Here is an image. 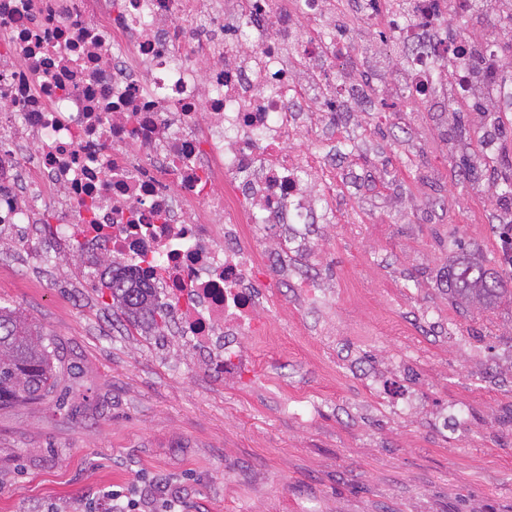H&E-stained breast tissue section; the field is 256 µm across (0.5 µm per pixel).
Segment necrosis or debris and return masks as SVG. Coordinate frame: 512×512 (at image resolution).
<instances>
[{"label":"necrosis or debris","instance_id":"4bbe7bcc","mask_svg":"<svg viewBox=\"0 0 512 512\" xmlns=\"http://www.w3.org/2000/svg\"><path fill=\"white\" fill-rule=\"evenodd\" d=\"M512 0L468 14L430 5L395 21L388 0H0V239L42 261L53 241L114 257L155 289L175 328L225 378H245L246 334L269 335L261 289L272 226L336 217L343 121L314 104L368 106L377 78L334 28L382 31L405 59L401 97L429 104L453 84L458 43L500 55ZM352 59L364 74L331 77ZM207 62L208 77L197 66Z\"/></svg>","mask_w":512,"mask_h":512}]
</instances>
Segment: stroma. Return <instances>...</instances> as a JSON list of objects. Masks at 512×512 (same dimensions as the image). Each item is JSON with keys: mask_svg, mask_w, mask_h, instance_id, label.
I'll return each instance as SVG.
<instances>
[{"mask_svg": "<svg viewBox=\"0 0 512 512\" xmlns=\"http://www.w3.org/2000/svg\"><path fill=\"white\" fill-rule=\"evenodd\" d=\"M456 121L438 99L350 113L345 221L275 267L282 335L242 337L259 365L243 383L171 331L126 332L70 252L43 267L0 244V305L50 338L58 370L50 395L0 405V512H100L103 490L161 483L185 512H512V299L470 310L444 277L474 250L512 289L501 171L460 170L483 144ZM461 405L467 420L444 428Z\"/></svg>", "mask_w": 512, "mask_h": 512, "instance_id": "obj_1", "label": "stroma"}]
</instances>
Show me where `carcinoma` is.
<instances>
[{"instance_id":"1","label":"carcinoma","mask_w":512,"mask_h":512,"mask_svg":"<svg viewBox=\"0 0 512 512\" xmlns=\"http://www.w3.org/2000/svg\"><path fill=\"white\" fill-rule=\"evenodd\" d=\"M504 160L479 155L464 156L462 168L469 174ZM109 291L112 306L120 310L131 327L161 331L166 326L167 308L158 305L145 288L133 286L127 278L114 274L100 281ZM448 292L452 298L484 306L504 292L498 273L480 262H459L448 270ZM49 339L27 317L0 305V403L16 399L38 400L56 386V370L49 351Z\"/></svg>"}]
</instances>
